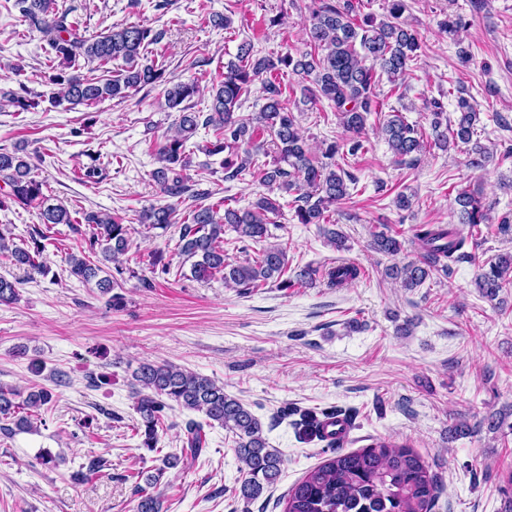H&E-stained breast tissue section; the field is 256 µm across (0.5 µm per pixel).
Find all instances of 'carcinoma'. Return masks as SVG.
Listing matches in <instances>:
<instances>
[{
  "instance_id": "1",
  "label": "carcinoma",
  "mask_w": 512,
  "mask_h": 512,
  "mask_svg": "<svg viewBox=\"0 0 512 512\" xmlns=\"http://www.w3.org/2000/svg\"><path fill=\"white\" fill-rule=\"evenodd\" d=\"M20 16L28 28L42 34L49 45L48 67L59 71L48 77V100L54 106L94 105L106 98H124L126 91L164 84L165 70L154 63H140L141 54L159 44L164 32L131 24L113 27L103 33L86 36L78 22L69 19V11L55 9V0H15ZM406 0H387V19L379 22L367 16L358 20L352 0H318L311 10L308 26L310 50L298 56L285 54L272 58L255 53L254 44H239L235 59L224 65V75L212 87L209 112H182L174 135L156 150L158 167L152 178L164 195L179 198L191 193L197 204L183 219L177 218V204L151 207L142 212L140 222L153 228L168 229L180 224L177 251L192 261L191 275L209 280L221 275L224 284L248 291L271 283L278 288L311 285L321 277L330 288H339L360 277V267L351 263L324 270L310 264L288 274L286 248L269 243L271 216L280 204L269 195H261L244 208L230 207L222 201L209 202L211 192L192 189L187 170L191 153L187 143L199 127L212 128L215 140L205 153L224 157V180L234 181L249 173L269 191L296 194L295 216L301 224H325L330 208L350 196V186L357 178L340 166L337 159L355 156L364 148L360 135L368 116L381 111L376 88L382 78L395 87L419 57L422 45L417 35L402 21ZM123 60L126 67L114 76L89 77L78 73L79 61L90 71H107V65ZM288 69L311 85L301 86L302 104L328 101L342 127L352 137L342 143L332 141L322 149V159L309 153L306 140L298 128L297 118L283 99V91L274 74ZM264 79L265 104L254 118L245 119L239 109L248 99L251 86ZM199 91L198 84L175 83L165 89V104L176 108ZM0 105L27 111L39 105L28 97L26 86L20 90L0 88ZM459 116L455 124L445 125L443 112H432L431 128L434 146L446 150L461 144L468 147V165L476 170L485 167L490 152L473 141L477 120L474 98L458 96ZM267 131L277 138V155L272 163L255 166L253 153L263 147ZM384 139L393 154L404 163L413 164L425 149L424 136L396 113L381 126ZM32 166L18 152L0 153V180L8 190L0 194V207L7 204L21 208L35 207L45 229L35 228L29 243L8 244L0 232V257L13 266L30 273H44L42 261L46 231L53 224H67L81 236L86 247L81 254H70L69 274L82 282H95L101 294L108 296V305L123 307V297L114 292L121 287L119 277L124 269L119 256L130 245L131 227L123 218L103 212H84L74 220L70 211L54 204L43 191L44 183L31 176ZM459 220L474 228L488 221V208L483 197L460 191L455 197ZM240 240L261 245L256 255L243 263L227 260L224 251L226 230ZM415 239L423 251L417 262L390 268V275L407 289L422 285L434 271L444 273L452 265L471 261L468 251L477 241L447 224H422ZM375 248L395 255L402 250V241L384 232L373 234ZM98 261H93V257ZM115 263L114 272L101 277L103 266ZM150 273L168 275L171 263L164 253L148 256ZM477 287L493 300L504 288H512V255H501L477 277ZM134 409L139 415L142 446L158 445V430L164 423L165 410L177 405L201 412L205 421H186L181 454H167L156 474L145 477V485L137 486L140 500L137 512H160L159 497L147 492L157 485L163 469L180 462H195L206 445V428L219 425L235 435L234 452L241 463L243 479L238 497L245 502L259 499L276 484L283 465L281 454L269 447L260 420L240 400L224 392V386L210 378L183 370L168 362H145L133 373ZM52 390L32 387L18 390L0 386V433L12 435L34 428L31 416L53 401ZM296 415L292 421L296 434L307 442L326 443L334 456L314 467L288 491L284 512H431L440 493L435 475L425 461L406 444L378 439L356 451H343L347 436L321 434L319 418L341 417L353 424L357 411L348 409H285L283 417Z\"/></svg>"
}]
</instances>
